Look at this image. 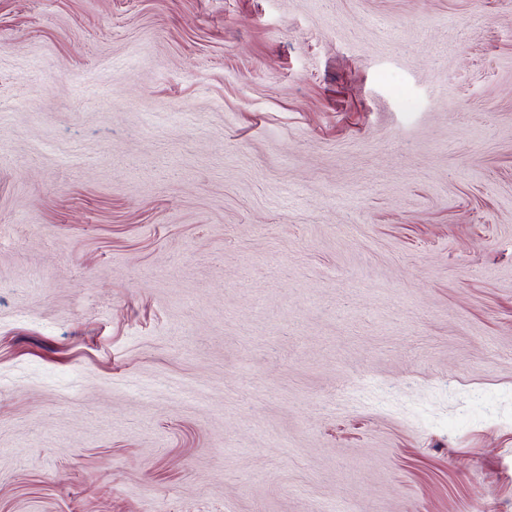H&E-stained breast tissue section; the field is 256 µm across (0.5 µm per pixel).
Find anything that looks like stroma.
I'll use <instances>...</instances> for the list:
<instances>
[{"label":"stroma","instance_id":"35a3bbf8","mask_svg":"<svg viewBox=\"0 0 512 512\" xmlns=\"http://www.w3.org/2000/svg\"><path fill=\"white\" fill-rule=\"evenodd\" d=\"M512 512V0H0V512Z\"/></svg>","mask_w":512,"mask_h":512}]
</instances>
